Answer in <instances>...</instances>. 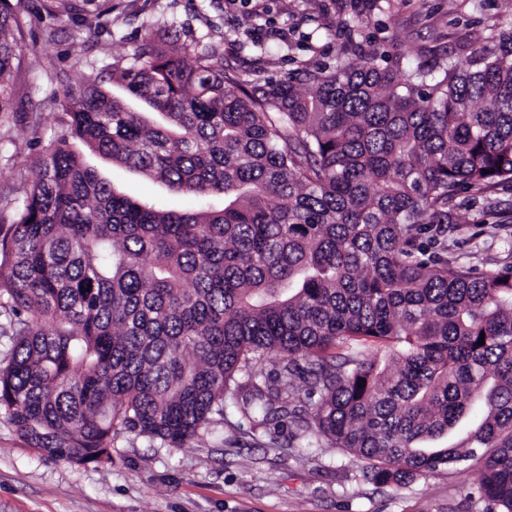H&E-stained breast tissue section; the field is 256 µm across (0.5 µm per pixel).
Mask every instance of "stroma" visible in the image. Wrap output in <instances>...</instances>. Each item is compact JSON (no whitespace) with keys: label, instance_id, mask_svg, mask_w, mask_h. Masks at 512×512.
Wrapping results in <instances>:
<instances>
[{"label":"stroma","instance_id":"1","mask_svg":"<svg viewBox=\"0 0 512 512\" xmlns=\"http://www.w3.org/2000/svg\"><path fill=\"white\" fill-rule=\"evenodd\" d=\"M47 15L43 0H6L22 27L9 82L12 109L0 113V227L22 206L40 156L68 133L56 97L98 82L103 69L126 63L146 32L194 18L218 26L226 66L243 78H280L304 63L332 59L342 46L343 0H112L108 34L84 26V0ZM512 28V0H381L363 8L354 36L364 49L411 59L423 47L454 49ZM72 148L115 187L142 202L171 209L189 198L146 177ZM483 216L460 207L450 238L460 261L487 270L512 259L499 239L475 237ZM362 462L327 442L308 444L297 430L278 438L253 427L238 410L180 448L142 437L119 438L111 462H50L0 417V512H489L476 487L479 464L462 474L420 475L405 486H378Z\"/></svg>","mask_w":512,"mask_h":512}]
</instances>
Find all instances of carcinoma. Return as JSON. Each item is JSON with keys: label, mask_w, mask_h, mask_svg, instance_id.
<instances>
[{"label": "carcinoma", "mask_w": 512, "mask_h": 512, "mask_svg": "<svg viewBox=\"0 0 512 512\" xmlns=\"http://www.w3.org/2000/svg\"><path fill=\"white\" fill-rule=\"evenodd\" d=\"M18 29L0 8V112ZM356 48L242 81L186 19L107 71L140 110L64 91L90 151L223 206L142 204L65 136L39 158L0 229V414L42 457L108 463L126 433L181 447L231 405L377 485L479 462L480 496L512 512V262L448 257L459 194L512 190V29L465 67Z\"/></svg>", "instance_id": "cac0c4a2"}]
</instances>
